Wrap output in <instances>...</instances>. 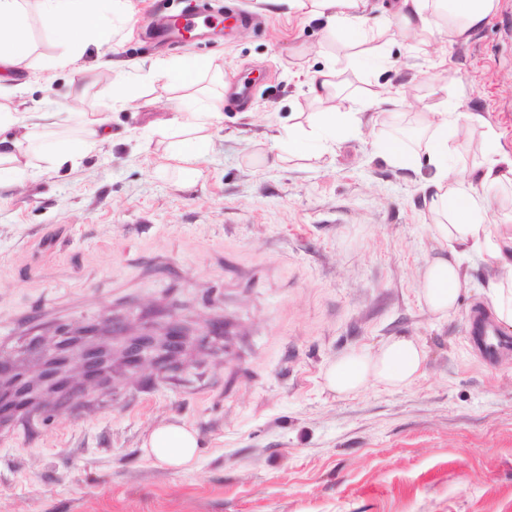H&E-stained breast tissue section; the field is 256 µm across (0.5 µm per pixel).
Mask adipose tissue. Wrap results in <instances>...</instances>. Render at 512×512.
<instances>
[{
    "mask_svg": "<svg viewBox=\"0 0 512 512\" xmlns=\"http://www.w3.org/2000/svg\"><path fill=\"white\" fill-rule=\"evenodd\" d=\"M125 2L0 0V98L14 93L6 71L18 67L30 51V11H37L55 38L69 45V52L54 61L56 67L66 68L73 64L76 52L91 46L99 49L108 42L111 28L125 19ZM267 2L323 20L331 36L354 47L356 62L380 66L383 32L370 13L369 0ZM500 5L501 0H396L394 17L400 35L410 40L425 44L438 37L461 44L487 24ZM208 70L207 63L190 58L159 60L144 75L145 81L183 90L177 113L163 133L167 165L182 175L193 173L203 160L212 141L210 130L224 118L218 102L193 92ZM308 84L310 97L324 109L308 122L289 125L286 136L274 137L277 162L334 154L338 141L359 130L386 103L374 95L344 93L332 64L311 76ZM52 118L49 112L0 110V176H9L15 183L37 178L45 168L76 164L78 157L95 151L107 138L103 120L87 119L81 112L75 115L81 126L76 139L54 137ZM480 120L476 113L459 112L440 101L437 109L419 114L416 140L391 136L384 141L381 156L395 166L428 169L424 182L430 193L425 204L436 243L422 274L428 310L437 317H448L468 284L462 273L464 259L484 254L499 269L484 291L498 322L512 328V225L489 220L490 201L481 192L485 186L512 190V154L502 149L499 133L490 128L484 133L483 159L477 171L466 174L449 168L458 151L460 128ZM425 358L423 346L414 337L397 336L376 352H353L337 359L326 372V385L340 395L358 393L372 384L402 389L420 376ZM199 446L191 426L174 423L152 428L143 442L146 456L157 465L179 469L191 468Z\"/></svg>",
    "mask_w": 512,
    "mask_h": 512,
    "instance_id": "1",
    "label": "adipose tissue"
}]
</instances>
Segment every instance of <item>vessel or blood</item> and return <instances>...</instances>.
I'll list each match as a JSON object with an SVG mask.
<instances>
[{
  "instance_id": "1",
  "label": "vessel or blood",
  "mask_w": 512,
  "mask_h": 512,
  "mask_svg": "<svg viewBox=\"0 0 512 512\" xmlns=\"http://www.w3.org/2000/svg\"><path fill=\"white\" fill-rule=\"evenodd\" d=\"M231 19L240 25L252 21L249 15H233L229 10L217 8L216 0H186L178 13L161 15L156 23L145 29L144 36L159 38L169 46L177 47L214 32ZM469 335L471 343L484 352L486 360L494 361L500 340L496 328L484 314L478 312L470 317Z\"/></svg>"
}]
</instances>
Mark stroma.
I'll return each instance as SVG.
<instances>
[{
    "label": "stroma",
    "instance_id": "stroma-1",
    "mask_svg": "<svg viewBox=\"0 0 512 512\" xmlns=\"http://www.w3.org/2000/svg\"><path fill=\"white\" fill-rule=\"evenodd\" d=\"M176 2L128 0L112 70L93 50L52 69L62 49L31 19L32 52L9 73L8 107L57 112L64 131L69 88L93 70L82 109L112 138L77 166L0 188V357L25 361L34 340L107 313L133 333L175 317L188 336L165 370L118 359L67 404L1 423L0 512H512V349L489 365L467 341L494 262L467 259L468 291L448 317L432 315L420 295L435 247L423 181L378 154L441 84L512 153V0L464 44L393 36L383 70L350 66L322 20L265 0H235L260 25L205 45L138 38ZM182 57L251 94L245 110L225 109L189 176L163 172L161 144L141 138L174 116L173 92L141 82L112 105L122 63ZM331 58L353 88L400 96L337 143L333 162L273 163L271 136L314 111L306 76ZM214 321L223 335H207ZM394 336L425 347L414 384L325 388L330 363ZM175 422L198 433L188 472L142 448L153 426Z\"/></svg>",
    "mask_w": 512,
    "mask_h": 512
}]
</instances>
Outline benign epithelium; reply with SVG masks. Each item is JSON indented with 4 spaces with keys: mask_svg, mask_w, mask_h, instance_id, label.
Returning a JSON list of instances; mask_svg holds the SVG:
<instances>
[{
    "mask_svg": "<svg viewBox=\"0 0 512 512\" xmlns=\"http://www.w3.org/2000/svg\"><path fill=\"white\" fill-rule=\"evenodd\" d=\"M184 336L185 326L175 319L162 334L145 329L129 335L122 324L105 316L90 328L63 333L50 351L35 341L29 352L40 362L36 377H29L22 365L0 359V414L25 407L43 396H55L61 403L71 399L76 391L70 378L74 363L81 366L86 379H105L112 373L114 345L127 365L134 367L150 356L162 370L181 352Z\"/></svg>",
    "mask_w": 512,
    "mask_h": 512,
    "instance_id": "benign-epithelium-1",
    "label": "benign epithelium"
}]
</instances>
